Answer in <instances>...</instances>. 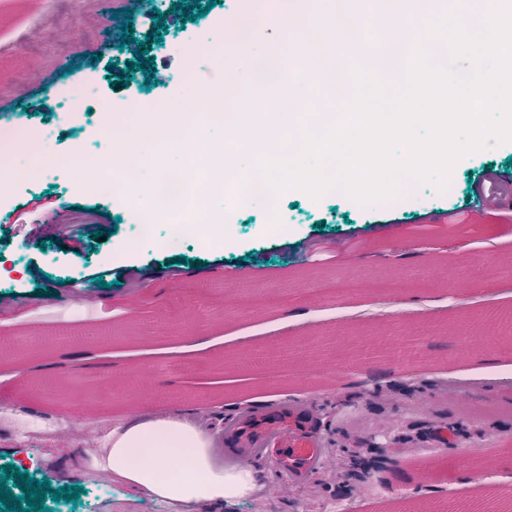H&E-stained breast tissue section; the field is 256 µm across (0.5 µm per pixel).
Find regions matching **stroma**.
Returning <instances> with one entry per match:
<instances>
[{
  "label": "stroma",
  "mask_w": 512,
  "mask_h": 512,
  "mask_svg": "<svg viewBox=\"0 0 512 512\" xmlns=\"http://www.w3.org/2000/svg\"><path fill=\"white\" fill-rule=\"evenodd\" d=\"M179 0H0V42L25 37L17 53L0 54V128L40 127L46 153L18 167L0 192V456L52 489L84 487L76 504L51 512H176L120 484L95 478L86 440L102 439L119 417L142 410L188 412L207 404L224 421L225 464L240 460L234 437L238 405L278 398L310 405L323 441L319 469L301 479L278 470L269 450L252 457L262 488L219 509L198 512H408L418 501L495 504L512 491V351L463 355L471 336L481 346L495 332V312H512V187L479 201L488 170L505 171L512 142L463 158L449 186L406 182L400 196L375 208L344 194L312 199L283 193L278 215L228 201L234 243L188 236L176 252L165 224L144 239L119 216L108 184L77 178L67 158H99L98 106L139 102L151 113H179L187 95L200 107L223 94L229 112L272 118L282 89L239 80L232 66L210 62L201 43L224 44V17L252 8L279 27L277 0H218L205 17L183 22ZM133 11L134 42L121 44L112 11ZM373 0H308L301 25L329 43L341 35L337 15L373 14ZM166 14L163 42L150 46L165 84H109L107 64L137 60L155 11ZM99 62H92V54ZM90 89L91 112L66 116L70 89ZM286 88L299 111L338 110L343 100L318 72L288 67ZM462 232L445 228L449 212ZM286 221L291 245L275 224ZM49 224L72 226L50 243ZM421 225L435 233L421 235ZM108 228L104 240L92 231ZM47 249H40V242ZM134 241V253L119 252ZM123 264L151 277L132 292ZM104 273L109 288L93 280ZM77 282L83 301L70 295ZM57 283L56 294L38 295ZM305 320L288 327L291 309ZM268 363L246 385L223 386L247 355Z\"/></svg>",
  "instance_id": "stroma-1"
}]
</instances>
